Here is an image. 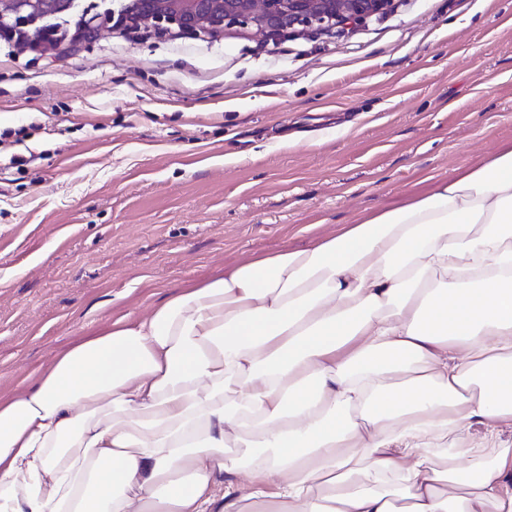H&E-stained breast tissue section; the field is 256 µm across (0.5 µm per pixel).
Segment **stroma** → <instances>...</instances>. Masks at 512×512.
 <instances>
[{"instance_id":"stroma-1","label":"stroma","mask_w":512,"mask_h":512,"mask_svg":"<svg viewBox=\"0 0 512 512\" xmlns=\"http://www.w3.org/2000/svg\"><path fill=\"white\" fill-rule=\"evenodd\" d=\"M512 145V0H393L301 39H0V397L184 284ZM35 155L14 164V156Z\"/></svg>"}]
</instances>
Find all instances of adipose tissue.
Returning <instances> with one entry per match:
<instances>
[{"label":"adipose tissue","instance_id":"obj_1","mask_svg":"<svg viewBox=\"0 0 512 512\" xmlns=\"http://www.w3.org/2000/svg\"><path fill=\"white\" fill-rule=\"evenodd\" d=\"M0 512H512V146L58 352Z\"/></svg>","mask_w":512,"mask_h":512}]
</instances>
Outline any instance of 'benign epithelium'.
<instances>
[{
  "instance_id": "benign-epithelium-1",
  "label": "benign epithelium",
  "mask_w": 512,
  "mask_h": 512,
  "mask_svg": "<svg viewBox=\"0 0 512 512\" xmlns=\"http://www.w3.org/2000/svg\"><path fill=\"white\" fill-rule=\"evenodd\" d=\"M81 0H0V27L24 51L63 57L78 41H90L117 23L158 35L177 32L215 39L246 32L263 39L302 38L357 25L387 10L389 0H123L82 21L72 39L62 31Z\"/></svg>"
}]
</instances>
